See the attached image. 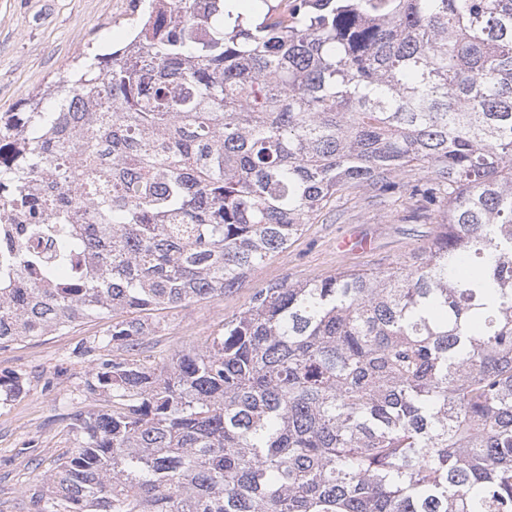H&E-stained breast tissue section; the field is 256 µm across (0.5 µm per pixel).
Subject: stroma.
Returning a JSON list of instances; mask_svg holds the SVG:
<instances>
[{
  "label": "stroma",
  "instance_id": "35a3bbf8",
  "mask_svg": "<svg viewBox=\"0 0 512 512\" xmlns=\"http://www.w3.org/2000/svg\"><path fill=\"white\" fill-rule=\"evenodd\" d=\"M137 14L132 0H0V113L83 53L122 44ZM403 192L388 199L365 189L342 192L288 249L252 271L238 290L168 310L145 339L151 361L200 346L270 284L321 279L341 271L389 270L422 250L439 219L435 207ZM85 320L69 331L0 349V376L20 375L24 397L0 404V512H27V490L72 442L69 411L91 409L81 398L92 362L83 348L107 328Z\"/></svg>",
  "mask_w": 512,
  "mask_h": 512
}]
</instances>
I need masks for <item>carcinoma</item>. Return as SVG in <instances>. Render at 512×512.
<instances>
[{
	"mask_svg": "<svg viewBox=\"0 0 512 512\" xmlns=\"http://www.w3.org/2000/svg\"><path fill=\"white\" fill-rule=\"evenodd\" d=\"M139 0L0 117V348L112 323L29 512H512V0ZM442 210L380 273L287 279L152 366L337 193ZM24 392L0 376V391Z\"/></svg>",
	"mask_w": 512,
	"mask_h": 512,
	"instance_id": "carcinoma-1",
	"label": "carcinoma"
}]
</instances>
